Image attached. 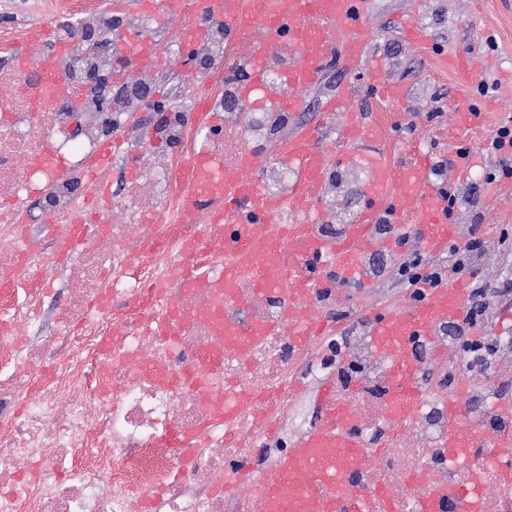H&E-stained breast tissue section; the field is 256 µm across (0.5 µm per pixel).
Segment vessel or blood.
<instances>
[{"label":"vessel or blood","instance_id":"obj_1","mask_svg":"<svg viewBox=\"0 0 512 512\" xmlns=\"http://www.w3.org/2000/svg\"><path fill=\"white\" fill-rule=\"evenodd\" d=\"M369 3L370 0H222L224 36L248 54V78L237 87L239 97L254 100L257 89L266 82L268 59L285 53L289 59L281 71V82L289 93L267 101L266 106L274 112L300 111L303 99L298 92L320 83L322 63L331 55L335 37L345 40L346 66L354 67L363 61ZM120 49L131 56V71L160 65L148 44L130 39L122 42ZM444 65L462 85H481V71L466 55L448 56ZM326 109L343 112L345 134L352 141H382L387 137V125L365 123L362 113L350 109L348 97L329 98ZM320 140V126L306 124L276 141L277 160L296 174L284 194L270 193L244 177L245 172H257L265 166L266 154H246L241 167L225 169L205 152L190 158V167L203 174L204 179L192 191L183 219L211 211L219 203L224 206V251L231 259L224 266L219 287L232 288L237 280L248 277L260 293H285L282 275L290 246L302 258V272L297 279L300 292L322 288V272L326 269L334 271L340 282L369 280L365 254L392 246L390 239L376 233L377 225L385 222L405 220L414 224L419 245L433 253L446 251L449 241L460 238L442 189L431 176L429 158L416 152L399 165L390 164L380 155L370 157L372 176L367 206L339 236L321 237L316 230L315 209L333 158L321 148ZM284 210L293 214L291 223H277V215ZM465 314V287L453 280L446 286L425 288L423 298L412 305L374 315L372 336L377 347L399 352V371L391 387L403 411H411L419 395L408 378L413 364L403 355V347L415 340H431L438 325L464 320ZM318 326L314 311L292 300L278 320L247 325L228 323L224 336L227 345L241 352L247 338L284 328L300 344L314 335ZM326 418L324 428L299 438L273 471L255 478L265 512H364L363 502L350 492L331 498L322 493L324 486L335 484L341 473L356 471L363 461L358 441L344 430L345 414L330 408Z\"/></svg>","mask_w":512,"mask_h":512}]
</instances>
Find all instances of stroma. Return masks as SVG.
Returning a JSON list of instances; mask_svg holds the SVG:
<instances>
[{"instance_id":"stroma-1","label":"stroma","mask_w":512,"mask_h":512,"mask_svg":"<svg viewBox=\"0 0 512 512\" xmlns=\"http://www.w3.org/2000/svg\"><path fill=\"white\" fill-rule=\"evenodd\" d=\"M407 22L425 28L432 49L403 36ZM369 29L366 64L349 68L341 56L330 57L321 83L305 95L302 111L283 124V132L303 124L322 126L320 144L336 157L330 181L345 199V212L354 216L367 202L370 171L365 156L378 152L391 163H402V145L410 140L436 161L453 158L461 148L478 156L479 164L464 180L446 174L443 186L457 196L458 224H490L506 239L465 284L470 290L489 281L512 287V194H493L487 182L489 175L501 172L497 155L488 153L487 146L499 127L512 126V0H371ZM458 52L484 65L487 91L459 85L444 68L442 56ZM372 60L383 64L385 87H376L371 78ZM348 92L366 122L384 118L392 123L386 140L351 143L343 133V116L324 111L327 98ZM465 108L479 118L456 141H449L456 114ZM410 293L408 284L391 271L367 283L353 281L336 290L335 318L344 320L362 306L384 310Z\"/></svg>"}]
</instances>
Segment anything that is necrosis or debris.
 <instances>
[{"mask_svg": "<svg viewBox=\"0 0 512 512\" xmlns=\"http://www.w3.org/2000/svg\"><path fill=\"white\" fill-rule=\"evenodd\" d=\"M0 12L19 23L48 22L50 38L29 43L23 62L0 61V512H262L255 487L234 484L230 466L263 453L275 465L294 443L282 427L300 404L301 385L327 380L369 450L349 478L366 512H414L419 499L451 487L446 512H512V479L496 463L512 454V417L494 378L466 380L446 336L417 349L413 383L422 390L413 416L395 412L386 394L394 369L371 348L364 314L350 337L354 373L336 361L335 330L295 345L281 331L253 340L244 352L224 344L216 326L225 314L248 320L279 318L284 302L241 281L230 295L211 288L224 274V227L201 213L174 223L195 181L188 158L206 150L223 164L272 139L282 115L253 112L248 129L213 127V112L233 113L238 100L224 62L234 49L220 18L199 0L207 35L196 43L207 81L189 115L171 116L161 136L180 151L157 158L126 134L132 99L94 96L84 68L111 74V57L90 49L88 36L121 30L154 34L153 21L88 4L77 18L54 17L49 0H0ZM124 137L136 151L140 178L113 188L104 173L111 212L93 211L95 192L83 172L101 147ZM47 203L53 240L77 224H105L60 263L30 237V202ZM169 225L161 235L160 225ZM208 243L194 254L207 282L184 284V248L200 225ZM65 300L53 331L35 335L52 279ZM161 284L154 324L132 320L131 304ZM223 358L221 370L209 367ZM242 394L241 422L224 427V394Z\"/></svg>", "mask_w": 512, "mask_h": 512, "instance_id": "1", "label": "necrosis or debris"}]
</instances>
